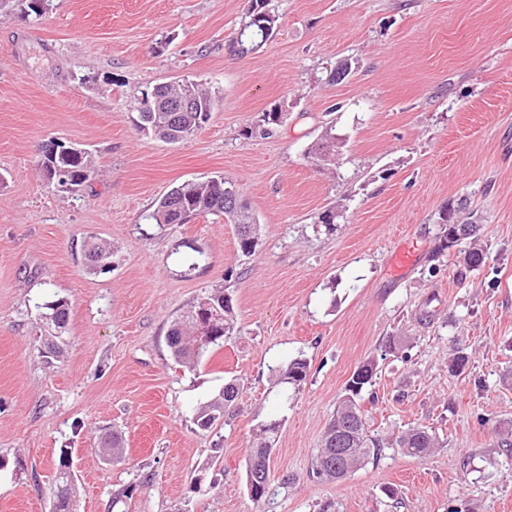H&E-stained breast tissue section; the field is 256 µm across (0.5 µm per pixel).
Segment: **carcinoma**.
Segmentation results:
<instances>
[{"instance_id": "cac0c4a2", "label": "carcinoma", "mask_w": 512, "mask_h": 512, "mask_svg": "<svg viewBox=\"0 0 512 512\" xmlns=\"http://www.w3.org/2000/svg\"><path fill=\"white\" fill-rule=\"evenodd\" d=\"M18 4L19 11L26 16L41 18L47 10L49 0H0V6L6 2ZM262 12L267 16L266 22L271 28L265 30L252 22L253 14ZM278 27V16L267 8V0H250L245 20L242 24L241 37L232 39L228 44L229 52L245 56L254 53ZM192 102L191 111L181 113L173 120L168 112L154 111L155 104L161 103L168 97L180 95L184 90V83H161L154 87L140 90V95L134 98V110L138 113L140 128L155 136L157 139L170 143H180L202 128L208 122L215 110V98L210 91L192 82L189 85ZM285 113L275 107L262 113L261 119L251 128L250 134L266 136L281 125ZM69 168V186L78 190L90 182L93 170L88 168L85 160L73 157L66 162ZM224 215L237 226L238 246L241 253L250 256L257 245L256 228L258 224L246 212V207L240 203L239 194L230 182L218 176L207 182L184 183L173 189L169 194L157 202L152 218L157 224H184L196 215ZM478 225L476 224H444L437 253L443 254L445 250L456 243L475 237ZM211 308L218 312L213 319L211 330H222L218 337L211 339L202 346H196L197 339L193 338L194 326L197 316L200 315V302H195L171 321L166 336V343L172 357L179 363L191 368L201 358L203 353L211 346L224 343V338L233 332V307L229 304L226 294L217 291L206 295ZM42 315L50 316V324L54 331L65 333L68 326L69 312L66 301L58 299L44 304ZM308 364L302 358H294L286 364L273 369L276 382L298 386L306 378ZM377 363L371 359L365 362L348 380L340 409L327 425L321 440V446L313 461L312 472L322 480L336 479V449H346L349 458V472L341 475L346 478L364 466L369 458L380 451L378 439L368 434L365 418L360 410L358 401L364 389L373 385L376 375ZM240 387L228 382L224 390L210 401L198 406L195 410L194 420L202 429L212 427L224 418V411L230 407L239 395ZM279 426L274 422L261 426V442L251 450L250 459L261 458L268 452L269 444L273 443L272 428ZM397 447L416 457L425 456L431 448L435 447L434 436L424 427H409L400 432L396 438ZM72 460L67 450H62L58 459L52 496L54 498V512H70V504L77 495V487L69 481Z\"/></svg>"}]
</instances>
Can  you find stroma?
Masks as SVG:
<instances>
[{
  "instance_id": "1",
  "label": "stroma",
  "mask_w": 512,
  "mask_h": 512,
  "mask_svg": "<svg viewBox=\"0 0 512 512\" xmlns=\"http://www.w3.org/2000/svg\"><path fill=\"white\" fill-rule=\"evenodd\" d=\"M248 5L0 10V512H51L64 448L74 512H512V0H269L277 29L235 56ZM342 62L350 73L333 81ZM183 77L218 97L209 122L175 145L141 132L138 90ZM274 106L282 126L250 136ZM329 133L334 162L307 157ZM56 139L92 155L88 187L43 180L36 161ZM214 176L259 225L252 255L225 217L151 218L173 188ZM329 208L330 230L316 221ZM444 213L481 230L438 257ZM91 240L112 253L105 270L87 265ZM475 245L487 258L465 268ZM408 246L410 264L393 265ZM217 290L232 335L195 367L176 363L171 321ZM56 299L67 343L47 358L40 315ZM459 350L470 361L454 375ZM374 356L361 409L382 448L350 477L318 480L324 430ZM295 358L305 382L276 383ZM231 380L237 400L200 429L196 408ZM272 420L257 502L247 461ZM413 426L436 434L430 455L396 447ZM113 432L122 452L109 462L99 448Z\"/></svg>"
}]
</instances>
